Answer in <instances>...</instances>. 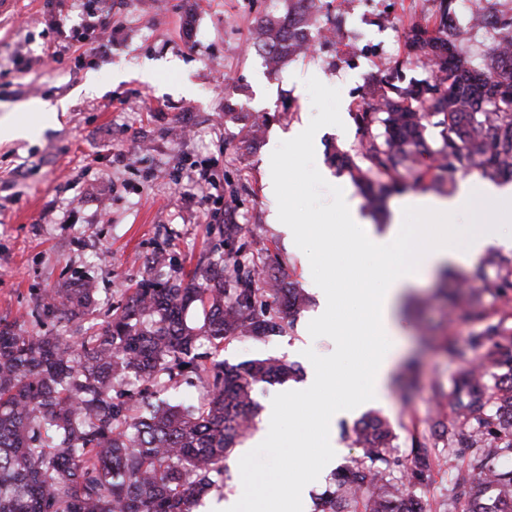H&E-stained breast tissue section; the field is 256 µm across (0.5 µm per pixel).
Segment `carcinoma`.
Masks as SVG:
<instances>
[{
    "label": "carcinoma",
    "mask_w": 512,
    "mask_h": 512,
    "mask_svg": "<svg viewBox=\"0 0 512 512\" xmlns=\"http://www.w3.org/2000/svg\"><path fill=\"white\" fill-rule=\"evenodd\" d=\"M406 29L430 77L369 87L356 114L359 149L337 156L377 211L392 193L426 184L453 191L456 176H512V67L499 47L474 69L457 54L448 14ZM315 0H288L257 21L251 45L273 68L307 51ZM440 129L434 147L428 128ZM512 292V254H491L457 281L448 305L474 330L466 349L443 342L460 369L449 384L429 381L435 416L410 432L399 456L391 422L368 414L352 438L360 454L334 475L315 512H512V326L491 321L486 295ZM97 288L70 276L41 293L37 321L69 324L54 334L0 322V512H194L224 481V460L252 431L260 384L297 377L267 357L227 366L224 343L269 341L285 332L308 297L271 275L265 259L210 260L189 281L145 280L105 323L94 317ZM178 377L196 380L190 402L162 398ZM468 458L453 492L434 509L414 494L439 457Z\"/></svg>",
    "instance_id": "carcinoma-1"
}]
</instances>
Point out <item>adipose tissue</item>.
<instances>
[{
  "label": "adipose tissue",
  "instance_id": "adipose-tissue-1",
  "mask_svg": "<svg viewBox=\"0 0 512 512\" xmlns=\"http://www.w3.org/2000/svg\"><path fill=\"white\" fill-rule=\"evenodd\" d=\"M336 207L345 222L359 230V244L374 257L390 263L389 268L379 272L375 286L363 295L366 354L360 368V392L338 395L326 403L314 423L316 465L291 469L284 482L258 477L252 459L256 448L273 439L270 420L279 419L285 403L295 399L298 392L291 389L270 401L265 423L237 456L234 487L225 492L215 512H305L316 478L333 468L341 451L334 430L337 419L352 413L360 400L380 405L389 401V383L400 357L394 340L406 333L398 306L411 287L448 265L475 261L489 248H512V235L500 230L501 225L512 222V187L508 186L468 181L449 197H403L393 210L390 225L381 233L370 229L357 200L341 195ZM408 213L422 217L418 230L404 224L403 217ZM468 214L480 218L481 223L462 240L455 225Z\"/></svg>",
  "mask_w": 512,
  "mask_h": 512
}]
</instances>
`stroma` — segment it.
Wrapping results in <instances>:
<instances>
[{
    "label": "stroma",
    "instance_id": "1",
    "mask_svg": "<svg viewBox=\"0 0 512 512\" xmlns=\"http://www.w3.org/2000/svg\"><path fill=\"white\" fill-rule=\"evenodd\" d=\"M438 4L344 0L343 34L382 45V54L344 55L318 44L273 72L249 51L248 40L256 18L284 12L285 0H112V46L92 55L48 24L58 11L79 25L72 0H17L15 11L0 16V122L25 124L30 134L0 143V319L29 317L42 289L76 272L94 281L96 318L105 320L110 307L125 303L159 248L174 258L161 272L165 280L189 278L207 256L229 261L262 254L275 257L278 277L309 289L310 267L269 219L273 203L264 186L271 146L311 121L307 78L339 89L343 125L325 127L315 165L358 197L331 157L356 149L354 114L365 107L368 87L407 56L387 18L423 23ZM48 46L55 59L44 55ZM146 64L154 82L138 76ZM116 68L128 78L115 86ZM60 100L65 111L41 124L37 105ZM229 100L268 115L261 141H246L245 122L225 121ZM227 224L243 230L224 238ZM437 284L431 277L414 286L422 306L400 312L411 327L403 356L417 361L419 390L409 409L395 396L379 409L392 420L404 455L412 425L433 410L429 378L448 380L458 369L442 340L465 345L471 330L437 297ZM307 317L300 312L290 330L269 342L226 343L222 357L230 365L280 357L304 376L314 361L326 359L335 378L361 363V337H348L345 350H337L333 339L306 334Z\"/></svg>",
    "mask_w": 512,
    "mask_h": 512
}]
</instances>
